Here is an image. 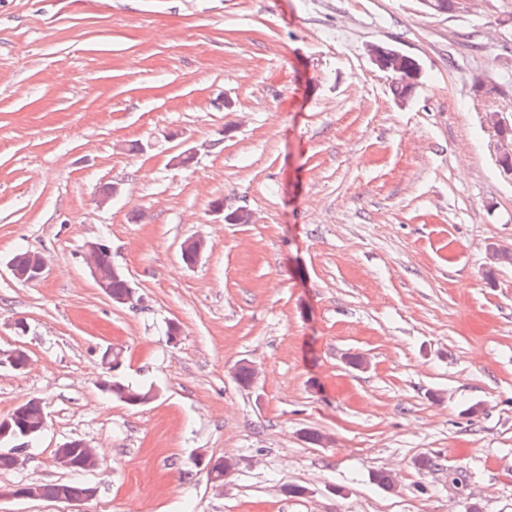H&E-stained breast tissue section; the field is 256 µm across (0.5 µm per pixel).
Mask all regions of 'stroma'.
Listing matches in <instances>:
<instances>
[{"label":"stroma","instance_id":"stroma-1","mask_svg":"<svg viewBox=\"0 0 512 512\" xmlns=\"http://www.w3.org/2000/svg\"><path fill=\"white\" fill-rule=\"evenodd\" d=\"M373 44L421 65L408 103ZM489 112L512 120V0H0V416H46L0 486L97 490L0 512H512V266L489 258L512 249V180ZM99 239L129 304L84 264ZM22 247L41 280L11 275ZM114 347L149 403L100 389ZM74 439L100 470L58 466ZM201 456L235 468L212 483Z\"/></svg>","mask_w":512,"mask_h":512}]
</instances>
